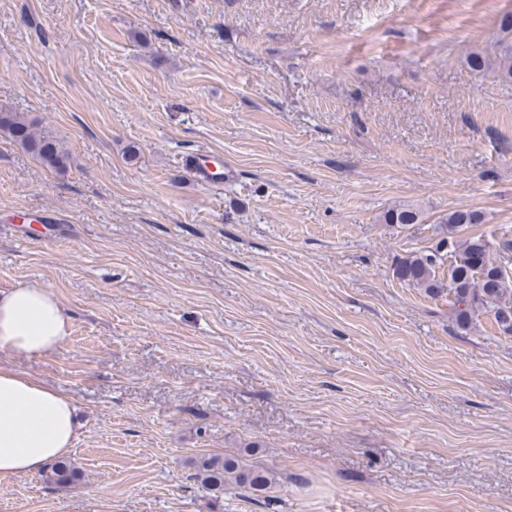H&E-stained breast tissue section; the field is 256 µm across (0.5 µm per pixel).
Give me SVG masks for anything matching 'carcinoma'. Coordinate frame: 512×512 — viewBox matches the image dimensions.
I'll return each mask as SVG.
<instances>
[{
  "instance_id": "carcinoma-1",
  "label": "carcinoma",
  "mask_w": 512,
  "mask_h": 512,
  "mask_svg": "<svg viewBox=\"0 0 512 512\" xmlns=\"http://www.w3.org/2000/svg\"><path fill=\"white\" fill-rule=\"evenodd\" d=\"M467 67L474 72L493 71L504 82H512V14L503 15L498 22L496 41L485 48H475L466 57ZM0 133L7 135L26 153L50 170L67 168L69 154L57 135L21 112L0 107ZM386 224H416L419 213L411 208H391L383 215ZM482 218L476 211L457 210L441 218L448 235L440 238L428 250L411 252L395 259L393 275L415 288L436 296L446 292L456 323L466 328L480 314L493 316L498 329L512 336V273H503L483 254L497 253L499 247L512 251V238L503 233L499 240L485 235L458 239L456 228L464 224H479ZM450 250L440 253L444 243ZM49 479L57 485L73 481L74 470L67 461L52 463ZM195 479L216 491L224 490L231 480L254 493H265L275 481L274 475L262 468H247L233 457L212 455L197 463Z\"/></svg>"
}]
</instances>
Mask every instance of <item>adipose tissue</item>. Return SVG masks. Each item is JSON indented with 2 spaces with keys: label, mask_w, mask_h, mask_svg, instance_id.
Returning a JSON list of instances; mask_svg holds the SVG:
<instances>
[{
  "label": "adipose tissue",
  "mask_w": 512,
  "mask_h": 512,
  "mask_svg": "<svg viewBox=\"0 0 512 512\" xmlns=\"http://www.w3.org/2000/svg\"><path fill=\"white\" fill-rule=\"evenodd\" d=\"M69 329L56 297L37 286L0 291V350L36 356ZM73 401L35 378L0 368V481L44 470L65 457L80 434Z\"/></svg>",
  "instance_id": "ef3b65f1"
}]
</instances>
